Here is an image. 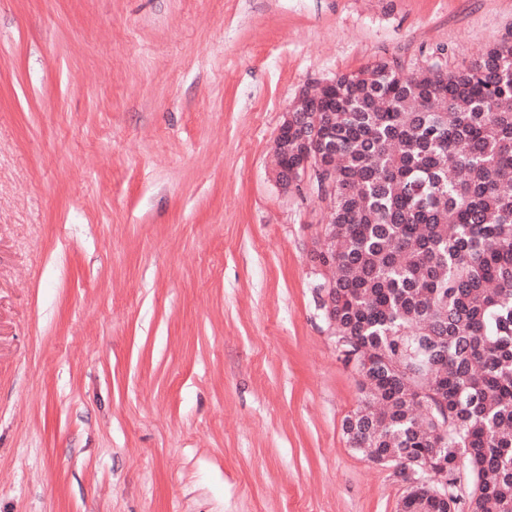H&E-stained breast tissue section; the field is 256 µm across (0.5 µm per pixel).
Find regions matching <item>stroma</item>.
Masks as SVG:
<instances>
[{"label":"stroma","instance_id":"1","mask_svg":"<svg viewBox=\"0 0 512 512\" xmlns=\"http://www.w3.org/2000/svg\"><path fill=\"white\" fill-rule=\"evenodd\" d=\"M503 39L512 0H0V512H397L275 139Z\"/></svg>","mask_w":512,"mask_h":512}]
</instances>
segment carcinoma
Masks as SVG:
<instances>
[{
  "instance_id": "carcinoma-1",
  "label": "carcinoma",
  "mask_w": 512,
  "mask_h": 512,
  "mask_svg": "<svg viewBox=\"0 0 512 512\" xmlns=\"http://www.w3.org/2000/svg\"><path fill=\"white\" fill-rule=\"evenodd\" d=\"M512 41L468 66L379 60L303 100L336 172L316 291L361 405L350 447L399 468L398 512H512ZM301 148L282 128L274 160ZM447 469L427 482L423 465Z\"/></svg>"
}]
</instances>
